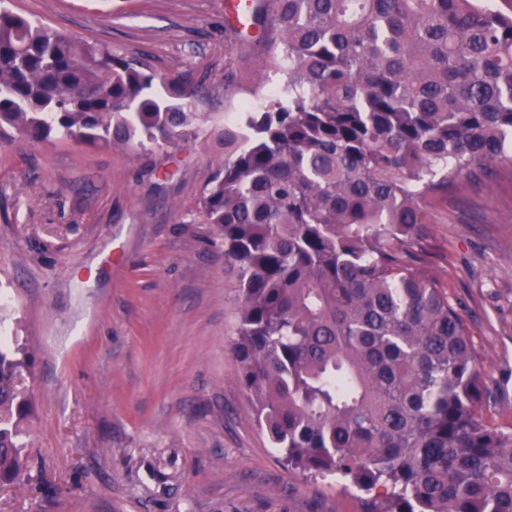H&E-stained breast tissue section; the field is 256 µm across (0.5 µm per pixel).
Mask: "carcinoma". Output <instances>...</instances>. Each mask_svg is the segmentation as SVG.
I'll return each instance as SVG.
<instances>
[{
  "mask_svg": "<svg viewBox=\"0 0 512 512\" xmlns=\"http://www.w3.org/2000/svg\"><path fill=\"white\" fill-rule=\"evenodd\" d=\"M279 93L224 124L198 201L239 285L231 349L291 468L366 512H512V432L423 266L429 196L512 164V15L478 0H257ZM193 92L0 9V141L174 143ZM25 351L0 339V485L26 466Z\"/></svg>",
  "mask_w": 512,
  "mask_h": 512,
  "instance_id": "cac0c4a2",
  "label": "carcinoma"
}]
</instances>
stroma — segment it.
<instances>
[{"instance_id":"stroma-1","label":"stroma","mask_w":512,"mask_h":512,"mask_svg":"<svg viewBox=\"0 0 512 512\" xmlns=\"http://www.w3.org/2000/svg\"><path fill=\"white\" fill-rule=\"evenodd\" d=\"M78 40L182 79L202 121L175 144H0V296L31 360L28 468L0 512H363L288 468L252 413L231 341L238 282L196 201L225 122L280 88L278 32L225 0H8ZM425 263L461 314L512 429V166L425 208Z\"/></svg>"}]
</instances>
